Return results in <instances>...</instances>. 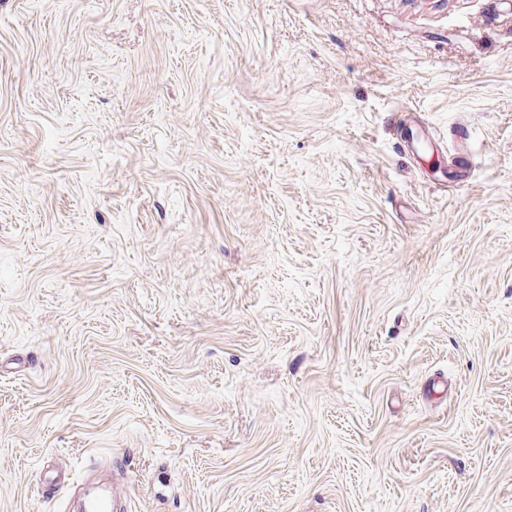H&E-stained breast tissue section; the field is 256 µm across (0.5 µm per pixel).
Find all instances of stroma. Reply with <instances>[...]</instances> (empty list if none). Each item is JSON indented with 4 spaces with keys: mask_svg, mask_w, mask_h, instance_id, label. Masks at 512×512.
<instances>
[{
    "mask_svg": "<svg viewBox=\"0 0 512 512\" xmlns=\"http://www.w3.org/2000/svg\"><path fill=\"white\" fill-rule=\"evenodd\" d=\"M106 465L512 512V0H0V512Z\"/></svg>",
    "mask_w": 512,
    "mask_h": 512,
    "instance_id": "1",
    "label": "stroma"
}]
</instances>
